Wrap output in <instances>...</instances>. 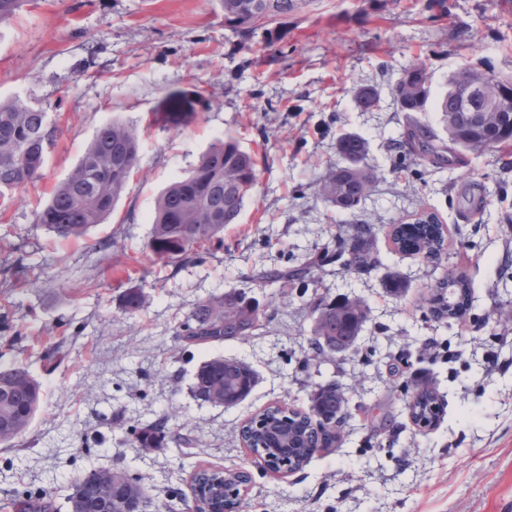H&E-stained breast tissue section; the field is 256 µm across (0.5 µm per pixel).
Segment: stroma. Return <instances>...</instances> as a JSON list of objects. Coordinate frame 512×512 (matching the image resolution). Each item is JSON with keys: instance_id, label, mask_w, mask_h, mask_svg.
Masks as SVG:
<instances>
[{"instance_id": "obj_1", "label": "stroma", "mask_w": 512, "mask_h": 512, "mask_svg": "<svg viewBox=\"0 0 512 512\" xmlns=\"http://www.w3.org/2000/svg\"><path fill=\"white\" fill-rule=\"evenodd\" d=\"M311 0L283 25L277 48L262 34L240 40L221 0H26L0 22V99L39 104L60 136L42 176L0 202V363L21 360L43 384L28 429L0 443V512L36 493L51 512L86 470L122 469L145 490V512H192L200 466L248 469L239 512H512V142L466 152L436 169L407 158L394 171L405 114L393 88L423 65L432 94L470 65L512 76V0ZM380 94L362 110L363 86ZM198 94L192 116L172 124L163 98ZM119 117L137 125L139 161L112 215L86 239L51 241L36 207L72 171L96 130ZM369 142L377 178L354 211L319 194L343 162L340 133ZM259 160L258 184L239 223L195 257L166 263L148 249L155 199L225 135ZM423 211L444 226L440 263L396 252L392 225ZM351 224L373 229L383 265L313 267L308 284L267 286L261 273L311 260ZM23 257L26 269L5 273ZM471 283L465 313L445 325L429 313L447 270ZM409 285L386 292V272ZM143 310L120 309L126 289ZM238 290L262 313L254 335L194 345L184 326L195 305ZM362 301L369 319L344 355L310 348L313 303ZM57 349L63 361L44 368ZM234 357L258 374L251 395L225 408L196 400V367ZM336 381L348 416L336 443L299 472L277 478L244 447V420L273 403L309 409L317 384ZM445 402L421 428L408 401L422 385ZM167 417L189 447L134 448L139 424Z\"/></svg>"}]
</instances>
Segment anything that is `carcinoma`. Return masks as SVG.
I'll return each instance as SVG.
<instances>
[{
    "label": "carcinoma",
    "mask_w": 512,
    "mask_h": 512,
    "mask_svg": "<svg viewBox=\"0 0 512 512\" xmlns=\"http://www.w3.org/2000/svg\"><path fill=\"white\" fill-rule=\"evenodd\" d=\"M224 26L233 33L248 38L256 30L265 31L266 45L273 46L283 39L277 24L288 15L302 9L307 0H222ZM410 98L420 94L422 104H400L406 116L405 143L410 152L435 167L450 162L449 156L438 152L436 144L443 142L428 125L411 116L424 112L428 103L440 114L443 129L455 149L467 135L483 136V131L467 121L456 129H448V112L457 111L453 89L463 78L483 86L493 97H498L500 86L506 78L492 71H481L464 66L448 78L447 89L436 99H431L430 78L426 69L413 64L404 70ZM194 98L174 90L164 98L168 115L179 117L192 107ZM59 129L50 123L42 108L21 99L0 101V196L16 192L35 182L45 162L47 148L57 139ZM345 161L328 171L320 189L323 200L341 211H351L359 206L371 184L377 178L376 171L366 163L368 141L357 133L341 135L336 144ZM139 158V137L136 128L114 119L99 127L69 176L57 184L48 202L35 213L39 224L50 237L69 241L85 235L88 229L103 223L112 213L125 192L130 175ZM259 177L255 155L243 149L239 141L226 136L202 153L198 162L183 177L171 183L159 195L151 219L149 249L159 258L171 262L180 261L205 243L221 240L224 226L240 221L246 200L252 195ZM439 217L431 224H396L393 227L395 247L406 252L405 227L412 228V240L416 251L423 258L436 263L442 257L444 237L438 226ZM347 239L354 242L351 252L344 250L345 241H338L336 254L324 251L320 261L333 262L346 258L343 268L374 267L378 259L370 251L372 229L367 224H353L346 230ZM311 273L310 264L283 271L276 267L266 269L262 281L272 285L286 277L304 280ZM459 300L457 309L448 310L444 293L436 292L431 298V312L438 321L451 323L460 317L470 295V283L464 277L457 278ZM145 305V295L140 288H129L122 298L121 309L134 313ZM367 321L361 312L355 323L347 326L344 321H333L326 327H313L311 348L325 353L336 347V338L354 336ZM261 326L257 308L243 302L236 294L226 293L197 305L188 320L185 339L203 345L250 336ZM255 371L247 364L222 357L207 359L193 374L191 393L195 398L216 393L231 404L244 400L255 387ZM44 398L41 382L22 361L0 365V442L8 443L21 435L39 411ZM310 411L290 410L292 418L286 423L277 407L265 409L269 422L261 429H251L243 435L253 450L264 445L263 453L278 461H286L290 469L300 470L312 458L309 446L330 448L336 443L330 424L319 422L312 426L310 414L326 419L336 412V383L320 385L310 396ZM443 404L434 389L422 387L417 401L410 411L415 422L432 423L440 418ZM179 443L167 428L162 417L139 426L133 443L140 448H164L168 443ZM112 474L110 470L90 469L81 476L83 512H98L100 498L98 483Z\"/></svg>",
    "instance_id": "1"
}]
</instances>
